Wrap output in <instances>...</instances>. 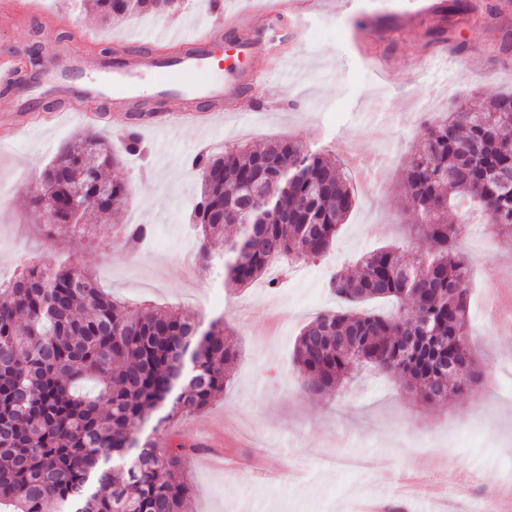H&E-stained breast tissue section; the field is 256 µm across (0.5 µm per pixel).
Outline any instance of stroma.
Returning a JSON list of instances; mask_svg holds the SVG:
<instances>
[{"label": "stroma", "mask_w": 512, "mask_h": 512, "mask_svg": "<svg viewBox=\"0 0 512 512\" xmlns=\"http://www.w3.org/2000/svg\"><path fill=\"white\" fill-rule=\"evenodd\" d=\"M463 11L448 34L427 32L442 25L453 2ZM37 12L0 20V53L12 55L20 76L30 77L24 48L39 45L42 56L75 55L78 31L99 34L112 50H150V34L180 27L185 18L210 25L201 0H182L172 16H116L102 22L80 0H35ZM412 0H317L303 21L299 44L240 116L225 113L218 125L169 127L167 154L156 157L152 122L139 138L144 152H124L130 120L108 111L88 125L68 114L54 125L19 132L0 142V276L23 263L54 267L67 260L97 274L130 303L176 306L203 323L224 319L238 357L224 395L201 411L178 417L160 434L168 443L216 440L225 454L257 462L251 476L210 464V451L185 463L191 512H357L359 502L398 499L407 474L436 484L455 461L478 473L482 485L512 479V327L486 316L484 268L472 265V346L488 381L477 393L448 405L423 407L393 378L364 374L333 399L306 393L291 363L300 329L317 313L337 308L327 280L332 268L355 264L372 249L394 244L404 253L417 245L407 232L415 217L403 184L424 121L466 108L483 110L491 98L512 92V0H435L433 11L413 15ZM107 138L118 166L108 177L128 187L118 219L91 212L84 237L49 236L28 198L40 186L44 167L75 139ZM290 138L346 160L360 151L367 177L357 183L354 210L328 255L294 268L285 286L259 282L249 288L224 284V246L209 243L213 273L199 281L183 277L180 263L195 248L188 224L201 189L188 157L204 149L214 155L245 144L264 148ZM152 225L153 247L131 248L121 225L132 218ZM464 251H476L497 266L512 289V247L492 234L466 237Z\"/></svg>", "instance_id": "35a3bbf8"}]
</instances>
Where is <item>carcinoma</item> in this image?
Listing matches in <instances>:
<instances>
[{
    "mask_svg": "<svg viewBox=\"0 0 512 512\" xmlns=\"http://www.w3.org/2000/svg\"><path fill=\"white\" fill-rule=\"evenodd\" d=\"M103 18L165 13L178 0H85ZM75 156L61 155L43 174L31 208L47 215L50 231L69 223L73 187L83 211L120 207L127 185L111 180L97 198L102 170L118 163L103 139H78ZM202 191L192 210L203 241L224 239L225 283L260 281L272 264L285 271L327 255L350 215L355 195L346 167L301 142L282 140L261 151L245 147L191 162ZM512 168V94L491 99L482 112L458 111L430 123L404 171L421 242L404 261L382 248L335 269L328 287L342 303L318 314L297 336L293 367L305 392L346 391L365 367L419 388L422 401L472 393L485 374L471 347L470 268L462 251L466 224L448 223L463 204L496 219L494 233L512 242V190L492 172ZM449 170L461 176L450 181ZM264 182L269 199L243 210L252 187ZM274 204L282 219L245 222ZM153 233L127 224L131 243ZM389 300L392 315L370 304ZM218 318L207 328L185 313L151 306L127 309L97 278L74 265L54 270L27 265L0 283V506L11 512H186L184 443L162 447L133 436L136 423L152 432L198 412L224 394L237 358ZM457 368L446 369L449 360Z\"/></svg>",
    "mask_w": 512,
    "mask_h": 512,
    "instance_id": "1",
    "label": "carcinoma"
}]
</instances>
